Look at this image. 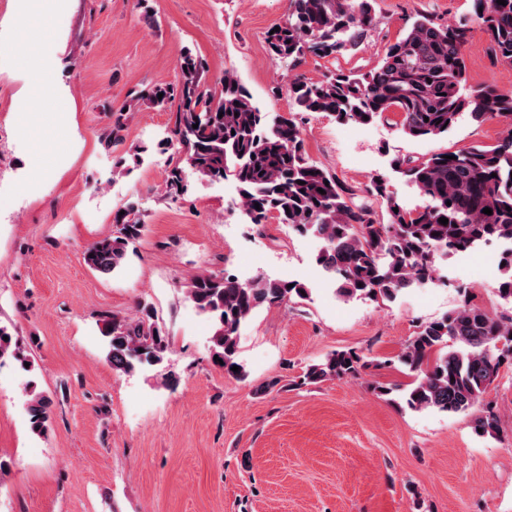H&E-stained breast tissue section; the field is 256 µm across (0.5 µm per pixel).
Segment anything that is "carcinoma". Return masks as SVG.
Returning <instances> with one entry per match:
<instances>
[{
    "label": "carcinoma",
    "instance_id": "carcinoma-1",
    "mask_svg": "<svg viewBox=\"0 0 512 512\" xmlns=\"http://www.w3.org/2000/svg\"><path fill=\"white\" fill-rule=\"evenodd\" d=\"M375 0H289L279 30L266 34L275 60H286L294 74L288 97L296 112L325 113L337 121L373 122L386 112H398L401 129L414 139L444 137L458 117L503 118L509 129L492 147H472L443 158L438 152L423 158L393 160L396 172L413 183L429 204L421 211L401 207L378 176L364 189L385 205L389 222L381 223L372 203L356 204V190L314 162L308 155L299 123L281 116L268 120L252 101L237 74L226 70L214 85L188 48L178 64L174 84L159 83L146 92L131 91L122 111L141 103L154 108L176 107L169 136L158 143L171 153L163 185L169 195L186 190L185 169L209 180L232 176L239 204L250 223L261 226L275 216L301 232L323 241L317 265L334 279L339 297L366 296L392 300L412 287L435 280V255L452 256L483 242L512 243V92L483 85L463 93L470 28L448 26L419 14L402 37L390 44L381 61L365 72L338 71L314 81L298 72L306 57L336 58L354 53L377 24ZM475 21L487 38V49L499 62L512 65V0H475ZM429 121H424V118ZM198 128H193V125ZM324 193H319L318 189ZM489 208L492 214L483 213ZM114 216L112 234L84 251L86 266L111 276L124 265L130 247L144 231L134 204ZM448 224L439 223V218ZM502 279L497 291L512 299V249L502 254ZM186 299L213 323L210 354L229 376H244L238 359L241 329L261 307L304 299L301 282L255 277L241 281L232 275L196 273L182 285ZM107 361L118 375L133 373L146 362L158 365L169 350V338L154 310L138 305L131 316L105 315ZM454 346L447 347V338ZM503 348H497L498 343ZM512 353V315L498 316L463 306L423 322L396 356L412 381L404 387L377 386L382 396L399 392V402L412 411L457 414L477 409L475 429L494 437L497 415L483 397L498 377L502 358ZM15 361L21 370L29 359L6 325L0 324V363ZM238 371H232V367ZM364 367L354 351H335L306 366L298 385L353 378ZM29 429L47 434L52 401L26 386Z\"/></svg>",
    "mask_w": 512,
    "mask_h": 512
}]
</instances>
